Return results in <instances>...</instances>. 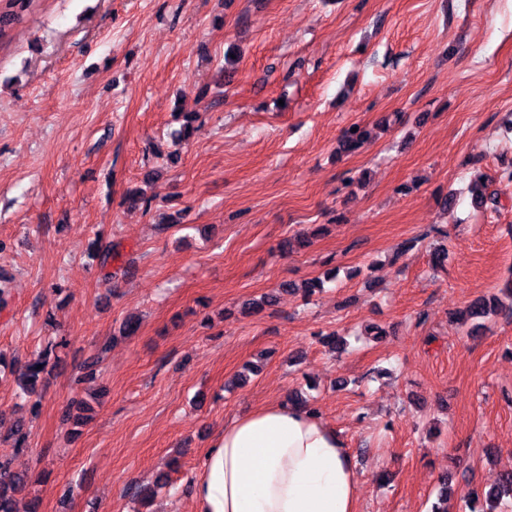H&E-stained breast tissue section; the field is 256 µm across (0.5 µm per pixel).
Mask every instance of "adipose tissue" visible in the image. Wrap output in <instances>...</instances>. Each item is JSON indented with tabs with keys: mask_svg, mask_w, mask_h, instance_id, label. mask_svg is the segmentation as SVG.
<instances>
[{
	"mask_svg": "<svg viewBox=\"0 0 512 512\" xmlns=\"http://www.w3.org/2000/svg\"><path fill=\"white\" fill-rule=\"evenodd\" d=\"M189 492L196 512H357L358 475L334 428L280 402L225 425Z\"/></svg>",
	"mask_w": 512,
	"mask_h": 512,
	"instance_id": "ef3b65f1",
	"label": "adipose tissue"
}]
</instances>
